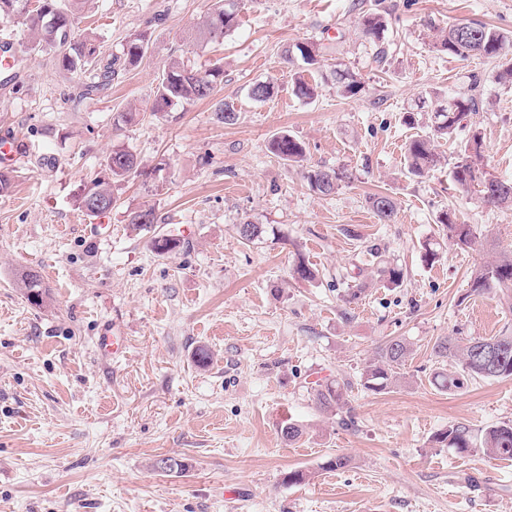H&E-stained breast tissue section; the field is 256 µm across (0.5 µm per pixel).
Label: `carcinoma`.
I'll return each mask as SVG.
<instances>
[{"instance_id":"carcinoma-1","label":"carcinoma","mask_w":512,"mask_h":512,"mask_svg":"<svg viewBox=\"0 0 512 512\" xmlns=\"http://www.w3.org/2000/svg\"><path fill=\"white\" fill-rule=\"evenodd\" d=\"M30 7V0H0V18L18 17L23 19L34 41V46L47 48L55 53L61 69L71 73L91 72L96 67L97 48L88 36L76 37L75 7L79 0H36ZM238 26V6L232 2L224 4L217 0L213 12L196 27L191 37L198 42L220 41ZM468 32L460 34L458 25L453 24L438 35L440 51L459 57L480 56L501 62L497 74L500 83H512V35H506L497 28L478 21L467 23ZM360 30L363 36L374 43L380 41L385 30V21L379 13L362 16ZM147 41L141 35L131 38L126 44V55L131 61L144 56ZM295 52L302 62L312 70L322 67L323 52L320 44L304 42L295 45ZM224 69L216 66L204 72L194 71L184 64L173 62L163 75L157 88L156 111L176 106L184 101L203 100L211 97L215 84L223 78ZM336 89L345 98H355L363 90V83L348 72L333 71ZM480 80L471 79L469 88L445 99L422 98L418 108H430L432 112L433 136H418L409 140L407 155L409 173L422 176L437 164L433 143L434 138H451L462 127L467 118L479 110L476 96ZM480 135L473 133L469 145L451 168V180L456 188L468 191L477 189L480 202L487 207L512 206V183H505L486 172L481 163ZM271 151L287 163H300L305 158V148L286 132L274 135L270 140ZM109 177L97 179L83 188L76 196L78 208L91 217L112 210L115 198L112 182L129 177L144 175L137 157L125 149H116L105 161ZM310 189L328 196L336 192L340 182L346 178L341 170H327L311 166L304 173ZM103 203L105 207L92 211V206ZM370 207L382 224H391L396 217V203L388 195L377 193L369 197ZM153 209H137L128 213V224L135 231L144 230L155 224ZM440 223L448 230V238L460 249L473 245L471 225L457 224L450 214H443ZM153 249L165 255L179 247V241L168 235L152 239ZM404 277L402 268L388 262L377 267V280L389 285H399ZM21 288L29 303L38 306L43 302V290L37 273L22 274ZM512 287V256L501 255L484 264L475 272L472 288L485 291L491 288ZM411 353L409 343L403 338H393L376 348L360 373V385L371 391L381 392L395 384L398 370ZM434 354L459 364V370L439 374L434 383L442 390L456 392L471 378L499 379L512 377V335L503 333L490 338H475L462 343L445 338L434 346ZM351 383L327 378L315 384L312 399L323 413L337 415L348 409V391ZM282 438L291 443L303 435L300 425L285 419L280 423ZM433 442L441 448H452L459 454L482 451L494 459H512V423H502L486 428L480 437H475L469 425L461 422L448 425L437 432Z\"/></svg>"}]
</instances>
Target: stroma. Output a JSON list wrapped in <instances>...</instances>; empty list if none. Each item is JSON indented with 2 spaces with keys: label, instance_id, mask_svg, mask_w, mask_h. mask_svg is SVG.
Wrapping results in <instances>:
<instances>
[{
  "label": "stroma",
  "instance_id": "1",
  "mask_svg": "<svg viewBox=\"0 0 512 512\" xmlns=\"http://www.w3.org/2000/svg\"><path fill=\"white\" fill-rule=\"evenodd\" d=\"M214 3L85 0L76 32L95 37L100 66L112 68L93 93L90 76L33 49L22 21L0 23L20 64L0 84V139L24 151L0 196V512H512V460L432 442L452 423L480 432L512 422L511 378L453 393L433 383L455 369L435 356L440 339L512 333V290L472 289L480 266L512 254V207L485 208L450 179L477 131L486 170L512 182V84L496 82L499 62L435 47L441 29L467 20L512 33V0H241L224 40L190 42ZM372 11L387 21L379 46L360 34ZM139 34L148 50L132 64L124 48ZM307 41L324 47V78L301 99L293 74L304 64L284 53ZM175 60L223 65L224 78L209 99L156 111ZM337 68L363 81L360 96L337 94ZM474 76L478 112L435 140L438 167L409 175L405 144L429 128L423 113L405 125L407 109L421 92L451 96ZM269 80L278 94L252 99ZM222 100L235 123L218 120ZM129 111L136 122L116 125ZM279 132L304 145L306 166L344 169L349 180L332 195L313 192L305 166L269 151ZM116 148L145 174L115 183V208L89 217L76 195ZM43 155L55 165H40ZM375 193L395 201L394 223L378 222ZM148 207L156 224L131 230L128 212ZM446 212L472 226L475 243L444 242L426 262ZM246 220L265 225L262 241H238ZM184 227L175 252L153 251L152 235ZM300 261L315 280L293 277ZM382 261L402 267L400 285L375 280ZM28 270L48 292L44 307L24 296ZM358 283L359 302L346 303ZM106 327L126 338L119 359L98 348ZM398 336L412 354L397 383L363 389L365 362ZM325 378L351 382L348 412L316 409L311 389ZM285 418L302 425L298 441L282 440ZM336 455L349 465L322 470ZM166 456L186 470L156 469ZM294 469L309 479L284 484Z\"/></svg>",
  "mask_w": 512,
  "mask_h": 512
}]
</instances>
